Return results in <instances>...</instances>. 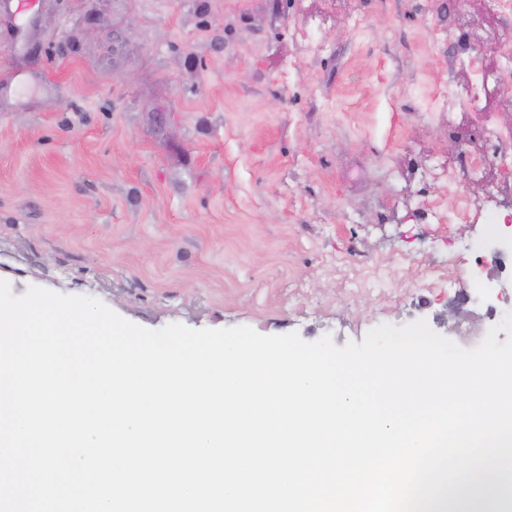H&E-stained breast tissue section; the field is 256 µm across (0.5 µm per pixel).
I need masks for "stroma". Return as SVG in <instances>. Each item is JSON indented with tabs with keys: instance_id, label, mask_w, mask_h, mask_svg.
<instances>
[{
	"instance_id": "1",
	"label": "stroma",
	"mask_w": 512,
	"mask_h": 512,
	"mask_svg": "<svg viewBox=\"0 0 512 512\" xmlns=\"http://www.w3.org/2000/svg\"><path fill=\"white\" fill-rule=\"evenodd\" d=\"M486 0H38L0 13V279L157 330L362 341L426 320L477 347L467 288L512 225L467 166L512 125ZM483 56L484 73L470 61ZM29 76L19 86L14 76ZM444 167V181L424 180ZM481 206L470 223L463 202ZM466 314L453 326L454 306Z\"/></svg>"
}]
</instances>
